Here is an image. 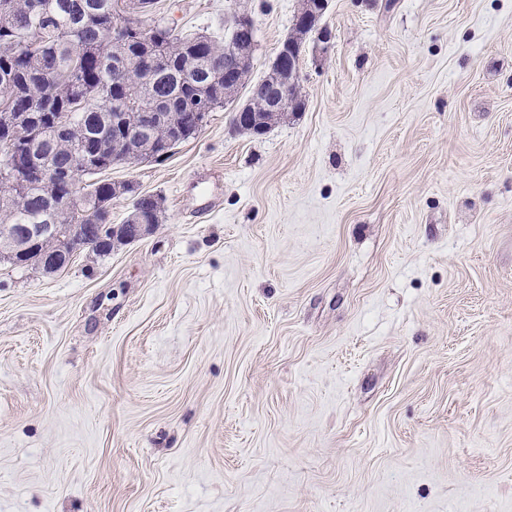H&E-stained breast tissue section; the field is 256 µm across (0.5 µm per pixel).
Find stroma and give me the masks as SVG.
Segmentation results:
<instances>
[{
	"mask_svg": "<svg viewBox=\"0 0 512 512\" xmlns=\"http://www.w3.org/2000/svg\"><path fill=\"white\" fill-rule=\"evenodd\" d=\"M302 0H158L179 34ZM303 111L161 161L146 237L0 263V512H512V0H328Z\"/></svg>",
	"mask_w": 512,
	"mask_h": 512,
	"instance_id": "1",
	"label": "stroma"
}]
</instances>
